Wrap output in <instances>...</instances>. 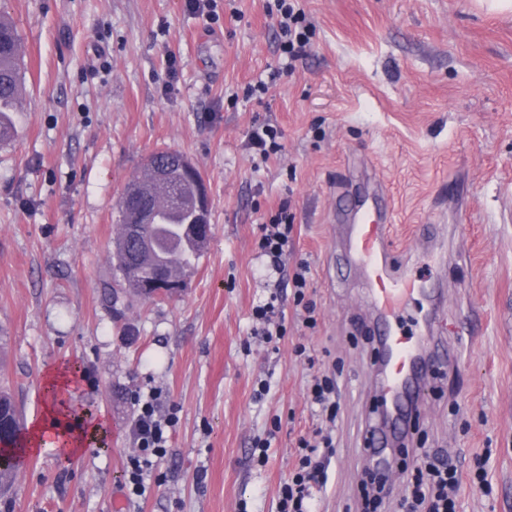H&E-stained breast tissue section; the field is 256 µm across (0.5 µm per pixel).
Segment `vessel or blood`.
Returning <instances> with one entry per match:
<instances>
[{"label": "vessel or blood", "instance_id": "vessel-or-blood-1", "mask_svg": "<svg viewBox=\"0 0 512 512\" xmlns=\"http://www.w3.org/2000/svg\"><path fill=\"white\" fill-rule=\"evenodd\" d=\"M345 231L347 261L360 270L377 313L375 334L383 359L375 371L376 396L383 426L377 429L368 455L380 462L385 448L399 439L402 425L415 406L425 343L392 328L402 295L414 292L415 286L396 278L389 266L390 226L379 194L359 198L354 221Z\"/></svg>", "mask_w": 512, "mask_h": 512}]
</instances>
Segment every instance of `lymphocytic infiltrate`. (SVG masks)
<instances>
[{"instance_id": "f902f5d3", "label": "lymphocytic infiltrate", "mask_w": 512, "mask_h": 512, "mask_svg": "<svg viewBox=\"0 0 512 512\" xmlns=\"http://www.w3.org/2000/svg\"><path fill=\"white\" fill-rule=\"evenodd\" d=\"M278 26L281 50L288 60L301 57L309 41V25L305 14L295 6V0H278ZM294 226L288 219L287 206L260 226L257 248L271 274H289L293 301L300 307L303 323L313 329L318 325L316 305L307 297L310 288V267L298 262L294 267L285 264L288 246L293 240ZM308 399L324 423L310 438L299 437L298 460L293 473L281 487V512H314V492L326 488L335 440L331 428L340 409L337 382L333 375L322 372L312 375L308 384ZM162 394L149 390L135 400V451L128 455L124 467L123 487L128 495L144 496L147 477L154 464L165 457L169 432L177 422L176 416L161 413ZM417 465L408 479L410 495L402 507L404 512H458V492L463 482L480 483L482 472L463 477L447 458L420 448L416 451Z\"/></svg>"}]
</instances>
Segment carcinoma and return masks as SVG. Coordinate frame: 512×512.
<instances>
[{"mask_svg": "<svg viewBox=\"0 0 512 512\" xmlns=\"http://www.w3.org/2000/svg\"><path fill=\"white\" fill-rule=\"evenodd\" d=\"M21 39L11 23L0 16V140L9 138L14 130L10 113L21 110L18 84L23 74L15 65ZM129 197H120L116 204L118 223L125 224L136 209L154 212L153 222L139 226V236L123 234L115 241L113 269L124 274V287L138 296L152 298V282L159 273L170 272L180 277L193 268L208 238H195L185 229L195 215V187L170 160V151L158 150L150 155L140 172L127 183ZM22 412L11 395L0 391V431L6 445L17 446L21 434Z\"/></svg>", "mask_w": 512, "mask_h": 512, "instance_id": "1", "label": "carcinoma"}]
</instances>
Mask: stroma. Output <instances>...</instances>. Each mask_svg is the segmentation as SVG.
I'll use <instances>...</instances> for the list:
<instances>
[{"label":"stroma","mask_w":512,"mask_h":512,"mask_svg":"<svg viewBox=\"0 0 512 512\" xmlns=\"http://www.w3.org/2000/svg\"><path fill=\"white\" fill-rule=\"evenodd\" d=\"M0 0L27 67L16 136L0 143V387L28 424L54 368L77 371L64 422L91 409L106 447L28 453L11 512H279L296 440L318 420L312 368L335 373L336 452L320 512H358L362 450L376 419L369 290L334 228L354 193L379 191L392 259L441 297L416 294L403 334L431 332L452 359L420 398L411 446L462 474L459 512H512V11L488 0H299L305 54L280 49L276 0ZM266 82L264 94L249 87ZM281 131L263 165L256 125ZM186 156L210 197L212 235L185 286L114 314L116 201L156 149ZM287 205V265L306 261L319 327L289 288L287 333L255 337L270 295L255 242ZM263 398H255L260 384ZM162 391L178 423L142 498L120 484L134 448L136 392ZM266 465L253 454L273 417Z\"/></svg>","instance_id":"obj_1"}]
</instances>
